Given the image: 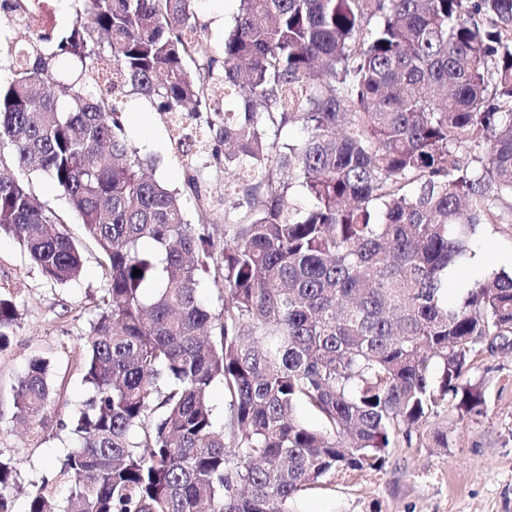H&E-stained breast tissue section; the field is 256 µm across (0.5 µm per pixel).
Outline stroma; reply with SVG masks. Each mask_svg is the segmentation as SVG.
I'll return each instance as SVG.
<instances>
[{"mask_svg":"<svg viewBox=\"0 0 512 512\" xmlns=\"http://www.w3.org/2000/svg\"><path fill=\"white\" fill-rule=\"evenodd\" d=\"M132 111L137 118L128 124L129 141L154 159L157 179L180 187L182 167L166 119L141 101ZM33 185L63 215V230L81 250L84 266L77 281L52 284L12 238L0 237V291L13 296L20 314L0 350V459L17 471L12 512H26L28 493L45 473L60 469L73 445L62 424L78 416L89 394L80 353L105 286L101 253L65 196L46 177H34ZM472 249L493 268L511 271L512 227L486 225ZM39 356L51 359L53 395L44 428L32 434L15 422L14 388ZM472 379L483 387V415L439 410L410 445L392 451L382 470L337 475L302 492L292 512H512V352L481 353ZM440 431L447 447L433 443Z\"/></svg>","mask_w":512,"mask_h":512,"instance_id":"1","label":"stroma"}]
</instances>
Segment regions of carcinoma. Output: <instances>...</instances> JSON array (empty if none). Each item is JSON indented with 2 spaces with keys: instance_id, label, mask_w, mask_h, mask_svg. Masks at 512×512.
<instances>
[{
  "instance_id": "obj_1",
  "label": "carcinoma",
  "mask_w": 512,
  "mask_h": 512,
  "mask_svg": "<svg viewBox=\"0 0 512 512\" xmlns=\"http://www.w3.org/2000/svg\"><path fill=\"white\" fill-rule=\"evenodd\" d=\"M195 2L90 0L6 55L0 235L53 284L81 275L33 188L45 175L106 279L68 496L46 476L26 512H290L339 473L382 469L438 409L482 414L474 359L512 346V272L448 300L473 236L512 226V0H237L219 50ZM132 100L174 125L182 189L129 143ZM18 317L0 293V349ZM48 367L15 391L34 434ZM15 484L0 461V512Z\"/></svg>"
}]
</instances>
